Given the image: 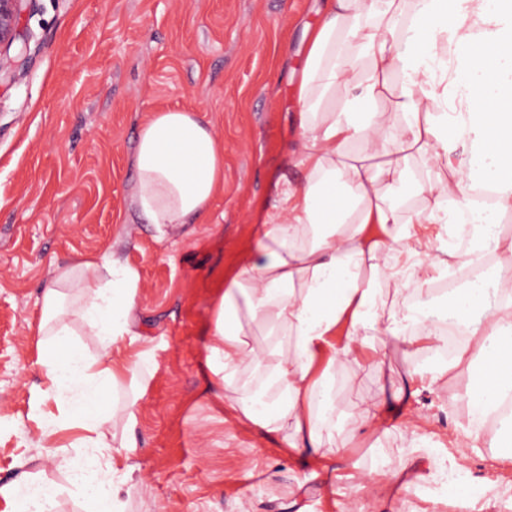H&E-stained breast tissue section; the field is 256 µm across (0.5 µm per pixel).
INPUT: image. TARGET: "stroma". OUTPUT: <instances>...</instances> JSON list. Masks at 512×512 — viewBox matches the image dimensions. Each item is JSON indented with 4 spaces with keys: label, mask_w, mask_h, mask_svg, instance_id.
<instances>
[{
    "label": "stroma",
    "mask_w": 512,
    "mask_h": 512,
    "mask_svg": "<svg viewBox=\"0 0 512 512\" xmlns=\"http://www.w3.org/2000/svg\"><path fill=\"white\" fill-rule=\"evenodd\" d=\"M325 0H26L0 80V487L32 477L61 487L55 512H84L68 490L76 431L42 439L56 412L37 362L39 301L56 265L113 252L141 273L137 329L157 369L122 449L137 489L127 512H460L433 491L441 455L476 480L497 479L484 449L440 433L465 425L467 401L425 392L377 447L357 449L355 491L343 462L287 457L224 421L208 398L205 359L213 288L251 250L280 177L296 182L298 77L306 28ZM196 111L224 139V189L206 217L158 237L132 188L138 131L152 113ZM434 438L412 447L419 418ZM427 478L407 491L408 462Z\"/></svg>",
    "instance_id": "35a3bbf8"
}]
</instances>
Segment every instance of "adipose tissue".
I'll list each match as a JSON object with an SVG mask.
<instances>
[{
    "label": "adipose tissue",
    "mask_w": 512,
    "mask_h": 512,
    "mask_svg": "<svg viewBox=\"0 0 512 512\" xmlns=\"http://www.w3.org/2000/svg\"><path fill=\"white\" fill-rule=\"evenodd\" d=\"M401 71L392 122L375 105L383 78ZM301 147L291 162L301 183L285 180L267 210L257 246L218 288L211 309L208 388L244 429L276 438L288 456L349 459L359 441L387 434L420 388L446 402L468 400L465 438L491 448V463L512 461V236L499 223L512 212V0H329L299 80ZM468 144L467 166L455 165L451 144ZM425 170L409 180L408 161ZM133 201L157 232L193 224L224 189V140L197 113L160 110L142 125L134 154ZM490 189L479 204L474 192ZM423 198L401 217L400 189ZM495 255L494 280L453 292L452 316L466 341L453 361L433 363L405 381L388 380L389 337L419 350H438L443 332L428 325L437 282L457 262L483 264ZM394 284L385 297L363 267ZM140 272L103 253L58 266L41 296L38 362L46 397L43 437L76 431L81 454L70 478L85 512H125L116 460L109 447L111 394L125 390L131 445L135 407L156 370L140 346L136 309ZM97 339L88 353L75 326ZM284 344L257 348L255 332ZM373 340H366V333ZM375 371L382 395L323 429L334 410L338 373ZM464 390H457L460 373ZM59 486L26 478L0 488L14 512H54Z\"/></svg>",
    "instance_id": "obj_1"
}]
</instances>
